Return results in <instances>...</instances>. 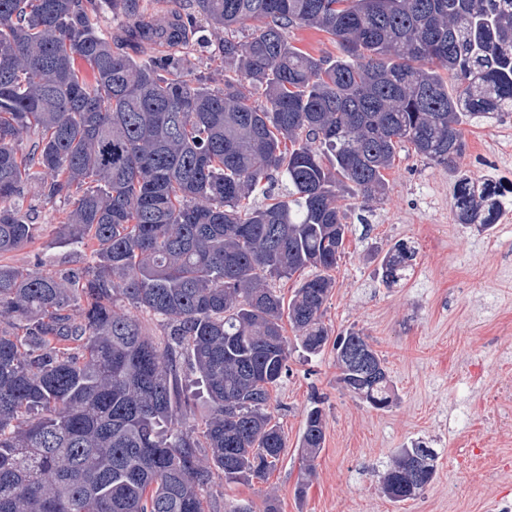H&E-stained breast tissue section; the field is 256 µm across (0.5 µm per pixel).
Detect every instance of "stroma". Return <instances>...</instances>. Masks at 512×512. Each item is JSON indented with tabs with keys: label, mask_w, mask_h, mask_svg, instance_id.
<instances>
[{
	"label": "stroma",
	"mask_w": 512,
	"mask_h": 512,
	"mask_svg": "<svg viewBox=\"0 0 512 512\" xmlns=\"http://www.w3.org/2000/svg\"><path fill=\"white\" fill-rule=\"evenodd\" d=\"M464 135L454 168L403 143L381 201H342L351 232L322 321L331 337L351 328L366 336L385 361L394 405L377 410L341 388L333 344L316 356L293 349L270 406L285 451L263 480L228 484L214 472L212 512L242 499L258 506L269 493L279 512H512V433L484 420L512 412V395L502 392L512 383V221L484 231L458 223L451 209L455 173L512 185V121ZM398 240L416 247L417 264L388 287L375 273L377 256ZM315 403L324 443L300 498L299 439ZM418 443L436 450L435 477L393 504L380 476L400 449Z\"/></svg>",
	"instance_id": "1"
}]
</instances>
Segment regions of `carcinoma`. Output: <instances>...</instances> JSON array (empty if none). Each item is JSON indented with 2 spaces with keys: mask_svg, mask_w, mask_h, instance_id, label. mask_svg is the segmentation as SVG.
Masks as SVG:
<instances>
[{
  "mask_svg": "<svg viewBox=\"0 0 512 512\" xmlns=\"http://www.w3.org/2000/svg\"><path fill=\"white\" fill-rule=\"evenodd\" d=\"M169 2L155 18L143 0H0V257L44 235L49 249L91 246L64 272L0 262V512H209L212 470L265 478L285 448L269 411L285 325L310 354L328 340L349 231L338 199L383 196L403 141L449 169L464 126L512 116V0ZM106 6L114 35L98 26ZM206 28L224 57L216 86L195 72ZM295 28L341 55L303 51ZM31 194L68 205L49 233L23 207ZM498 196L457 176L456 220L490 228ZM416 258L395 242L382 282L406 280ZM307 268L288 300L270 286ZM360 343L336 336L338 380L385 410L384 360L368 350L372 375L343 359ZM187 362L211 403L198 433ZM324 426L310 408L307 478ZM437 458L401 449L384 495L413 498L408 480L429 485ZM288 37L295 45L315 57L336 56L341 51L339 46L329 39L328 35L314 29H291Z\"/></svg>",
  "mask_w": 512,
  "mask_h": 512,
  "instance_id": "obj_1",
  "label": "carcinoma"
}]
</instances>
